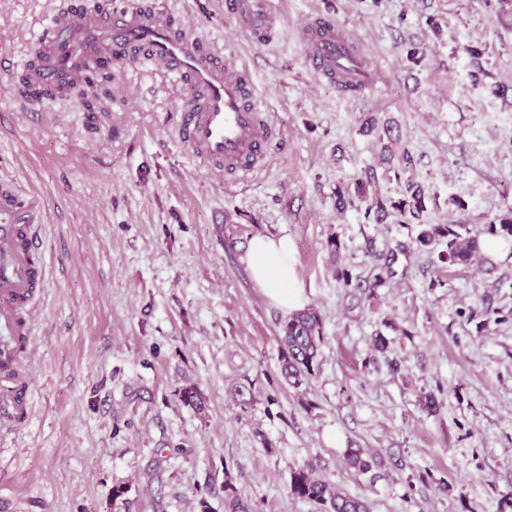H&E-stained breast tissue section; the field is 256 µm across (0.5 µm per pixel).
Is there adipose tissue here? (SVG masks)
<instances>
[{
  "label": "adipose tissue",
  "mask_w": 512,
  "mask_h": 512,
  "mask_svg": "<svg viewBox=\"0 0 512 512\" xmlns=\"http://www.w3.org/2000/svg\"><path fill=\"white\" fill-rule=\"evenodd\" d=\"M294 247L286 236L258 235L252 238L246 259L257 288L283 312L302 309L305 291L292 278Z\"/></svg>",
  "instance_id": "obj_1"
}]
</instances>
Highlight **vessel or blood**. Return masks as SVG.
Returning a JSON list of instances; mask_svg holds the SVG:
<instances>
[{
  "label": "vessel or blood",
  "mask_w": 512,
  "mask_h": 512,
  "mask_svg": "<svg viewBox=\"0 0 512 512\" xmlns=\"http://www.w3.org/2000/svg\"><path fill=\"white\" fill-rule=\"evenodd\" d=\"M224 11L257 42L275 39L268 0H224ZM300 40L321 82L341 94L368 87L358 42L334 20L310 17ZM132 55L186 87L176 127L202 166L240 177L263 161L276 131L253 94L248 72L153 5L57 13L24 62L16 96L29 111H38L91 81L104 63ZM40 212L38 201L21 189L0 190V354L5 356L12 355L22 332L18 306L43 283L37 263ZM27 395V385L0 380V414L8 420L24 417Z\"/></svg>",
  "instance_id": "1"
}]
</instances>
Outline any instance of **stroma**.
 Segmentation results:
<instances>
[{"label": "stroma", "instance_id": "stroma-1", "mask_svg": "<svg viewBox=\"0 0 512 512\" xmlns=\"http://www.w3.org/2000/svg\"><path fill=\"white\" fill-rule=\"evenodd\" d=\"M164 2L249 70L279 131L246 178L193 158L174 127L185 90L147 62L114 61L88 108L22 111L14 74L83 0H0V175L41 202L47 272L30 416L0 421V496L23 512H224L229 483L253 512H318L287 496L291 467L312 464L370 512H512V257L448 267L414 242L422 223L512 211V0H271L264 45L224 0ZM316 15L359 42L371 89L340 95L307 69L300 27ZM387 147L412 168L383 162ZM364 178L390 202L423 186L419 223L338 207L337 187ZM257 235L293 240L322 318L298 389L280 375L285 315L245 260ZM190 386L203 409L183 403ZM350 448L378 466L357 474Z\"/></svg>", "mask_w": 512, "mask_h": 512}]
</instances>
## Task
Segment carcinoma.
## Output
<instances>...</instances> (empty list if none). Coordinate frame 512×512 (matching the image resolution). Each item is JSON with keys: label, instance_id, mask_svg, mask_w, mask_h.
<instances>
[{"label": "carcinoma", "instance_id": "1", "mask_svg": "<svg viewBox=\"0 0 512 512\" xmlns=\"http://www.w3.org/2000/svg\"><path fill=\"white\" fill-rule=\"evenodd\" d=\"M338 204L358 202L365 205L364 216L376 223L386 216L388 208L399 212L405 222L420 218L426 209L424 189L414 182L407 183L404 197L390 205L381 198H369L364 184H357L355 191L337 187ZM486 234L512 244V213L494 219L482 230L468 224H421L415 237L421 249L437 252L438 259L450 266L467 267L481 259L480 237ZM280 344L281 374L288 383L299 387L315 372L319 347L323 341L322 321L318 313L304 308L291 313L284 321ZM346 464L358 473H368L379 465L378 460L366 455L359 448L345 452ZM225 512H251L235 489L225 486ZM288 497L316 505L319 512H368L366 502L333 488L317 475L311 465L293 467L288 482Z\"/></svg>", "mask_w": 512, "mask_h": 512}]
</instances>
